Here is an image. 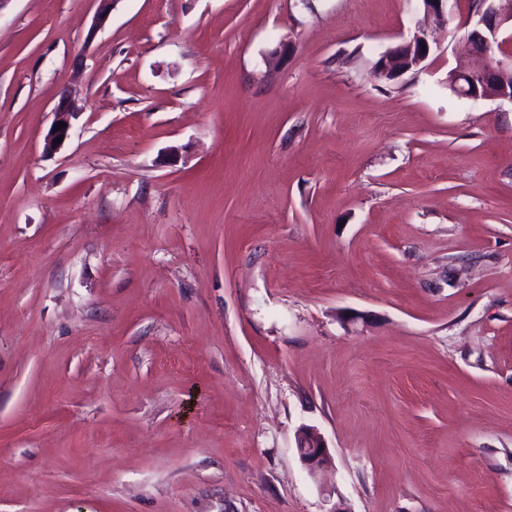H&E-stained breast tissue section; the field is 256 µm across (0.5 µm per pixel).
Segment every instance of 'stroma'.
Segmentation results:
<instances>
[{"label":"stroma","instance_id":"1","mask_svg":"<svg viewBox=\"0 0 512 512\" xmlns=\"http://www.w3.org/2000/svg\"><path fill=\"white\" fill-rule=\"evenodd\" d=\"M101 6L0 0V512H512V102L447 82L473 0ZM422 47H426L423 52ZM431 44L425 30H419L412 39L397 45L385 52L375 67L379 79H391L400 74L414 71L421 72V64L431 52ZM76 116L75 112H71L66 97H63L61 102L57 105L55 110V120L49 129L45 138V149L47 153L57 150L70 136L71 119ZM60 122L67 124V127L57 130L52 133L54 127H57ZM63 136L61 144L54 145V140L57 137ZM296 445L300 457L311 466V470L323 467L329 459L320 433L312 426L302 427L297 432Z\"/></svg>","mask_w":512,"mask_h":512}]
</instances>
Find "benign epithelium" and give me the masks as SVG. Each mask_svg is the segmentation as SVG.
<instances>
[{
    "label": "benign epithelium",
    "mask_w": 512,
    "mask_h": 512,
    "mask_svg": "<svg viewBox=\"0 0 512 512\" xmlns=\"http://www.w3.org/2000/svg\"><path fill=\"white\" fill-rule=\"evenodd\" d=\"M473 15L474 26L468 34L470 49L467 54L456 59L455 66L450 70L452 86L458 96L474 101L494 96L512 102V86L503 81L506 74L512 75V54L499 58L494 52L502 30L512 27V11L502 12L496 6V0H476ZM430 52L428 34L420 30L412 39L382 55L375 67L376 76L380 79H391L409 71L419 73L422 71L421 64ZM74 117L75 113L70 111L67 98H62L55 110L53 126L63 122L66 127L47 133L46 152L58 149L54 145L56 138H69V124ZM296 445L302 460L313 470L323 467L329 459L320 433L312 426L303 427L297 432Z\"/></svg>",
    "instance_id": "benign-epithelium-1"
}]
</instances>
